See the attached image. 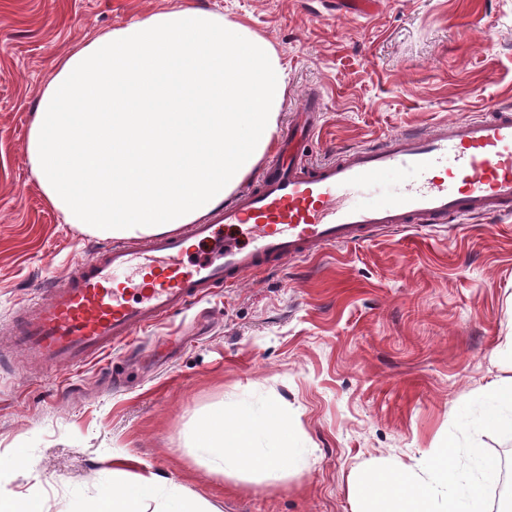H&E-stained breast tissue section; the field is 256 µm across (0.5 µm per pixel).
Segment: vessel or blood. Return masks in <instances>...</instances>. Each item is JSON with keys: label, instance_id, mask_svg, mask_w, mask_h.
I'll list each match as a JSON object with an SVG mask.
<instances>
[{"label": "vessel or blood", "instance_id": "vessel-or-blood-1", "mask_svg": "<svg viewBox=\"0 0 512 512\" xmlns=\"http://www.w3.org/2000/svg\"><path fill=\"white\" fill-rule=\"evenodd\" d=\"M317 95L290 123L256 188L202 224L134 249L93 254L48 278L22 311L20 351L48 371L83 366L245 275L349 246L381 231L512 213V108L404 130L311 164ZM393 174L396 192H381Z\"/></svg>", "mask_w": 512, "mask_h": 512}]
</instances>
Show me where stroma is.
<instances>
[{
	"mask_svg": "<svg viewBox=\"0 0 512 512\" xmlns=\"http://www.w3.org/2000/svg\"><path fill=\"white\" fill-rule=\"evenodd\" d=\"M183 2L0 0V492L85 512L111 492L123 449L219 512H353L358 473L419 463L466 401L512 380V217L382 233L247 276L78 370L47 372L5 346L42 282L109 245L65 223L29 171L53 61ZM192 2L275 46L288 66L278 129L321 94L311 162L512 105V0H380L346 15L336 0ZM275 400L316 451L306 467L226 479L187 448L195 419L259 418Z\"/></svg>",
	"mask_w": 512,
	"mask_h": 512,
	"instance_id": "35a3bbf8",
	"label": "stroma"
}]
</instances>
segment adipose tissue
<instances>
[{"label":"adipose tissue","mask_w":512,"mask_h":512,"mask_svg":"<svg viewBox=\"0 0 512 512\" xmlns=\"http://www.w3.org/2000/svg\"><path fill=\"white\" fill-rule=\"evenodd\" d=\"M287 68L245 24L179 6L85 36L58 57L29 128V169L66 223L105 238L204 221L271 150ZM189 446L210 472L278 479L313 451L278 404L262 420L216 414ZM132 455L87 512H217Z\"/></svg>","instance_id":"obj_1"}]
</instances>
